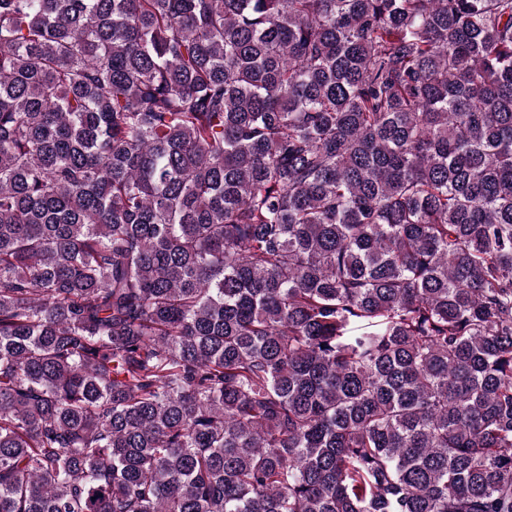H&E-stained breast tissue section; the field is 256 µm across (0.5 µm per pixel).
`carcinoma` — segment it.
<instances>
[{"label": "carcinoma", "instance_id": "obj_1", "mask_svg": "<svg viewBox=\"0 0 512 512\" xmlns=\"http://www.w3.org/2000/svg\"><path fill=\"white\" fill-rule=\"evenodd\" d=\"M0 512H512V0H0Z\"/></svg>", "mask_w": 512, "mask_h": 512}]
</instances>
